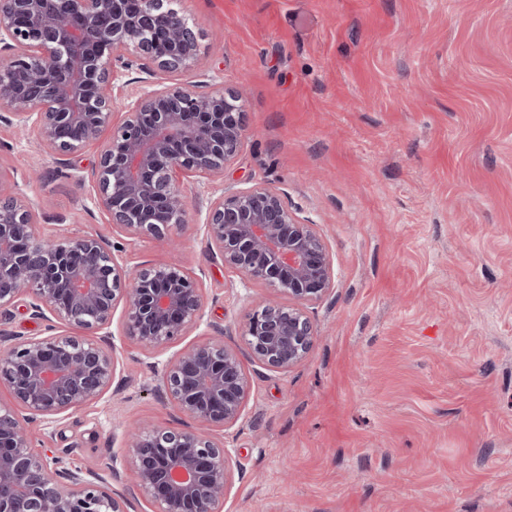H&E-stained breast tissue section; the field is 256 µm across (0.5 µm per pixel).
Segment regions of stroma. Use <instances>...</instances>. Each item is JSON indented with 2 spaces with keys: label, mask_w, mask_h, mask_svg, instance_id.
Instances as JSON below:
<instances>
[{
  "label": "stroma",
  "mask_w": 512,
  "mask_h": 512,
  "mask_svg": "<svg viewBox=\"0 0 512 512\" xmlns=\"http://www.w3.org/2000/svg\"><path fill=\"white\" fill-rule=\"evenodd\" d=\"M205 73L242 98L247 138L223 176L177 175L187 224L131 240L93 203L97 146L67 159L0 127V170L41 216L123 244L130 267L202 281L205 317L150 351L109 327L116 376L98 401L35 434L76 468L114 466L127 512L126 426L187 428L153 364L223 332L250 379L217 432L240 466L224 512H512V0H178ZM265 184L316 224L334 290L287 372L242 334L276 292L213 259L214 187Z\"/></svg>",
  "instance_id": "obj_1"
}]
</instances>
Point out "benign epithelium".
Listing matches in <instances>:
<instances>
[{"label": "benign epithelium", "mask_w": 512, "mask_h": 512, "mask_svg": "<svg viewBox=\"0 0 512 512\" xmlns=\"http://www.w3.org/2000/svg\"><path fill=\"white\" fill-rule=\"evenodd\" d=\"M140 62L168 80L150 85L113 122L114 87ZM194 26L171 0H0V124L36 129L42 146L70 156L99 142L92 169L94 203L131 239H164L186 223L178 170L224 173L240 153L246 127L241 97L199 92L180 76L202 70ZM38 212L0 174V314L20 296L34 319L79 330L13 336L0 329V512H125L106 474L73 470L67 452L34 446L30 424L98 400L112 386L106 329L122 308L127 335L158 349L204 319L202 289L189 270L128 268L102 236L37 231ZM209 246L224 265L277 289L290 304L268 302L248 315L242 336L256 362L286 372L315 339L305 306L333 285L329 251L300 221L286 193L265 185L213 191L204 221ZM157 390L201 429L134 428L126 435L135 487L154 512H223L234 478L232 455L213 429L235 425L249 379L224 338L179 351Z\"/></svg>", "instance_id": "7a95c632"}]
</instances>
